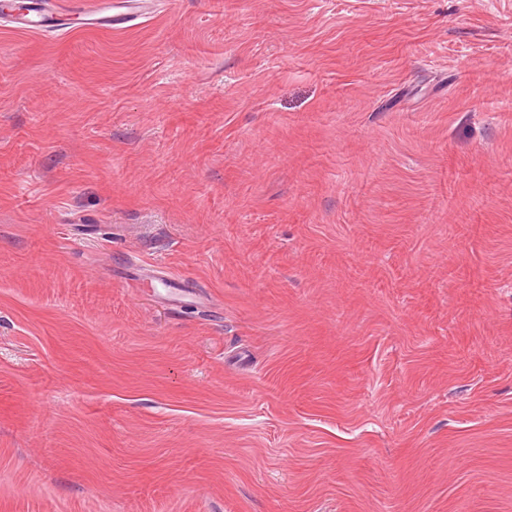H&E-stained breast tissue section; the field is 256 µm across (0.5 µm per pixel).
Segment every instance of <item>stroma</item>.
I'll return each mask as SVG.
<instances>
[{"label": "stroma", "instance_id": "obj_1", "mask_svg": "<svg viewBox=\"0 0 512 512\" xmlns=\"http://www.w3.org/2000/svg\"><path fill=\"white\" fill-rule=\"evenodd\" d=\"M0 25V512H512V0Z\"/></svg>", "mask_w": 512, "mask_h": 512}]
</instances>
